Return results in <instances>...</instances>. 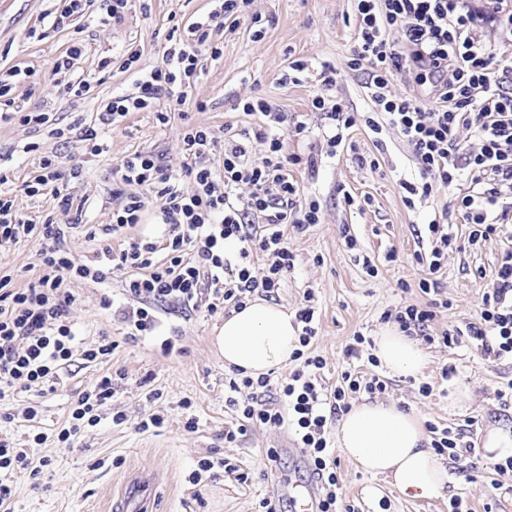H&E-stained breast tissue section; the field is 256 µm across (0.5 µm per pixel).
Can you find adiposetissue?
Masks as SVG:
<instances>
[{"mask_svg":"<svg viewBox=\"0 0 512 512\" xmlns=\"http://www.w3.org/2000/svg\"><path fill=\"white\" fill-rule=\"evenodd\" d=\"M213 343L228 369L253 378L288 363L298 346L294 313L265 298L232 311L216 329ZM373 353L386 373L416 377L427 366L419 343L398 327L386 326L373 338ZM336 442L363 472L383 477L402 496L435 499L448 484V470L430 446L422 416L382 401L362 402L344 413Z\"/></svg>","mask_w":512,"mask_h":512,"instance_id":"adipose-tissue-1","label":"adipose tissue"}]
</instances>
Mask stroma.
<instances>
[{
	"label": "stroma",
	"mask_w": 512,
	"mask_h": 512,
	"mask_svg": "<svg viewBox=\"0 0 512 512\" xmlns=\"http://www.w3.org/2000/svg\"><path fill=\"white\" fill-rule=\"evenodd\" d=\"M63 6L64 0H0V69L24 70L13 90L24 110L52 111L64 124L78 117L93 120L102 101L121 96L132 86L135 72L121 68L130 50L140 51V69H152L162 62L173 22L191 23L211 9L209 0H132L120 22L102 26L86 16L58 26L54 20ZM252 10L262 18V38H252L243 23L214 32L223 55L216 60L203 56L201 74L183 104L173 107L168 100H159V107L171 110L166 125H157L147 112L129 113L120 127L107 133L105 151L91 157L79 139L61 141L19 121L0 119V166L10 173L22 214L35 220L51 217L62 224L69 218L52 198L28 197L20 187L35 175L43 155L59 156L63 171L80 168V176L70 185L75 201L84 205L83 224L72 230L68 247L81 258L100 246L88 239L87 225L112 221V186L118 165L128 154L159 148L173 168H180L185 126L207 125L218 132L246 127L252 118L243 112L241 101L247 97L264 99L286 112L289 121L306 123V136L289 140L288 150L316 160L315 169L300 166L293 176L319 202L322 220L306 232H288L296 261L277 301L294 312L306 291L315 292V349L326 362L322 378L331 389L341 385L345 371L367 377L378 372L367 361L345 357L354 334L373 337L384 327L385 313L427 302L418 287L422 269L415 261L427 231V210L412 211L403 203L400 181L411 177L414 165L395 133L387 130L377 139L362 123H355L346 132V146L330 156L329 127L310 109L313 97L323 92L317 74L325 62L337 71L333 95L352 112L371 109L365 72L347 66L354 0H254ZM33 28L38 34L32 38L28 32ZM76 42L84 51L71 76L91 83L89 92L79 98L65 94L53 73L55 60ZM105 58L112 65L99 70L98 63ZM295 59L304 60L307 70L300 82L282 84V74ZM199 101L205 103V111L196 109ZM372 159L378 161V170L369 168ZM448 231L454 245L436 274L448 305L437 309L427 329L431 335L476 321L502 252L512 249V234L506 232L470 245L471 227L454 210L448 215ZM349 236L356 239V249H348ZM125 278V271L117 270L104 286L89 281L69 285L75 297L69 318L80 343L90 346L107 335L115 348L106 364L75 362L55 392L41 398L38 425L49 437L33 448L32 455L50 458L52 465L39 480L18 479L14 512H113L135 483L148 512H259L262 499H287L289 489L303 483L306 474L304 462L292 451L291 432L264 428L235 443L224 440V427L231 421L224 407L229 372L211 340L222 315H209L203 308L166 309L161 314L164 326L178 331L169 354L160 338L131 341L124 324L101 302L106 295L121 297ZM425 350L429 364L423 377L388 378L383 401L415 409L438 428L460 429L477 445L488 429L512 426V407L503 408L497 398L498 390L512 380V362L488 361L466 343L454 348L433 343ZM116 369L125 377L116 381L98 425L85 430L74 446L58 442L52 431L65 423L79 393L96 375ZM425 383L432 388L427 396L419 391ZM187 398L199 419L192 431L185 427L186 412L180 406ZM160 407L167 412L164 425L141 429V422ZM116 412L126 416L122 425L112 423ZM272 448L279 454L274 462L267 459ZM211 457L225 459L232 471L190 483L199 460ZM336 460L342 495L355 512H448L457 497L472 512H512V481L493 487L495 473L489 464L471 478L449 467L443 498L409 501L384 481L363 473L344 454H337ZM242 472L247 481L239 480Z\"/></svg>",
	"instance_id": "obj_1"
}]
</instances>
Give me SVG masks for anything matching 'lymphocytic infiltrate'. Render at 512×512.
<instances>
[{
	"instance_id": "f902f5d3",
	"label": "lymphocytic infiltrate",
	"mask_w": 512,
	"mask_h": 512,
	"mask_svg": "<svg viewBox=\"0 0 512 512\" xmlns=\"http://www.w3.org/2000/svg\"><path fill=\"white\" fill-rule=\"evenodd\" d=\"M254 0H216L207 15L188 26L173 24L161 65L136 80V90L104 101L93 123L82 120L62 125L50 112L17 113L22 124L48 129L51 136L79 138L89 154H102L104 136L128 113L152 110L158 125L168 123V112L155 102L173 91H187L203 55L220 56L212 33L224 22L247 19L254 38H261ZM355 33L348 66L365 70L372 110L363 123L373 134L392 130L408 148L416 173L403 182L407 208L431 198L436 187H454L468 179L470 189L458 199L465 223L471 224V243L491 239L512 223V57L497 53L495 41H512V0H355ZM417 74L429 87L428 98L393 92L395 79ZM336 68L323 65L318 79L324 89L311 101L322 113L331 134L329 154H336L343 132L356 119L344 101L332 96ZM244 112L260 113L259 123L218 135L208 126L187 125L181 140L183 163L173 170L162 154L137 150L117 170L119 189L112 222L98 234L126 235L123 249L104 248L83 260L67 247L68 227L80 224L74 216L70 178L58 160L43 157L37 175L23 182L30 197L51 193L59 209L71 214L70 224L52 219L36 222L19 216L8 189L10 175L0 168V247L31 239L41 248L30 269L36 277L24 288L14 287L11 275L0 274V400L21 392L39 397L55 392L62 370L75 359L87 364L108 362L113 344L102 340L79 348L77 332L68 319L75 297L74 280L106 283L111 270L127 271L123 295L127 306L119 313L131 337L159 335L162 305L185 310L206 305L215 314L242 309L255 293L273 299L283 286L296 256L288 246L285 226L304 232L320 223L316 200L303 199L288 170L300 164L314 167V159L289 153L287 142L306 132L304 122L286 126L283 113L261 100L245 101ZM223 150L224 166L215 169L214 151ZM156 207L164 230L160 238L137 233L149 207ZM447 210L434 212L429 277L420 279L424 294H440L433 274L452 244ZM265 257L255 266L254 254ZM299 347L291 355L294 369L279 381L232 375L224 386V404L232 417L224 440L239 441L260 428H288L304 454L320 489L319 512H351L345 505L337 475V460L326 437V426L347 398L384 393L379 376L344 372L343 384L325 388L322 356L313 350L318 333L314 302L298 308ZM437 343L452 348L469 343L491 362L512 360V250L501 257L493 288L484 298L478 322L466 330H446ZM114 378L103 373L93 379L72 403L67 427L57 430L59 442H69L96 426L99 409L112 397ZM37 398V400H38ZM30 402L23 417L37 420L40 407ZM46 432L28 434L25 446L0 436V512H12L18 475L37 477L51 466L49 458L33 460L32 447L46 441Z\"/></svg>"
}]
</instances>
